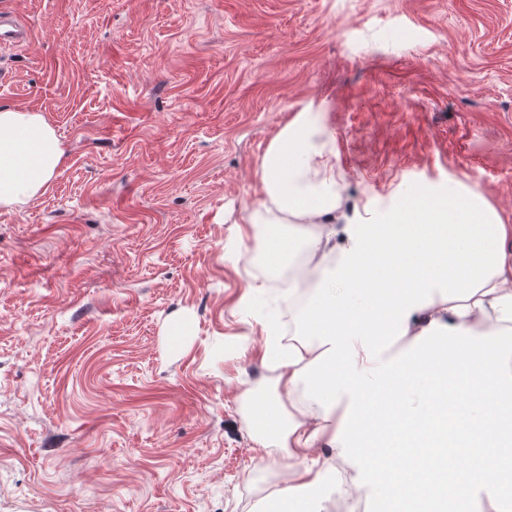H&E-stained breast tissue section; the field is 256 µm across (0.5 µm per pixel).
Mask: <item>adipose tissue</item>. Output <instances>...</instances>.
I'll return each instance as SVG.
<instances>
[{
	"mask_svg": "<svg viewBox=\"0 0 512 512\" xmlns=\"http://www.w3.org/2000/svg\"><path fill=\"white\" fill-rule=\"evenodd\" d=\"M323 104H308L267 148L262 190L284 217L327 226L310 242L317 261L336 251V165L316 144ZM59 139L42 114L0 106V207L30 202L54 176ZM344 260L303 309L307 341L282 345L263 320L266 362L292 399L256 401L267 431L287 419L289 457L300 466L270 512H316L303 486L318 482L309 454L355 456L377 492V512H448L469 502L464 477H512V225L484 195L457 184L414 189L380 224L349 232ZM404 343L386 354L388 337ZM310 374L297 396L301 371ZM351 401L338 412L336 395Z\"/></svg>",
	"mask_w": 512,
	"mask_h": 512,
	"instance_id": "adipose-tissue-1",
	"label": "adipose tissue"
}]
</instances>
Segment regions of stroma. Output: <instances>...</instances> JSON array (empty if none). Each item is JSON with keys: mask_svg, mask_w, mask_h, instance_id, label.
I'll return each mask as SVG.
<instances>
[{"mask_svg": "<svg viewBox=\"0 0 512 512\" xmlns=\"http://www.w3.org/2000/svg\"><path fill=\"white\" fill-rule=\"evenodd\" d=\"M32 36L0 105L64 155L0 208V512H252L282 470L251 406L277 398L262 319L306 327L251 216L309 102L346 231L461 182L512 224V0H0ZM309 493L345 512L362 474Z\"/></svg>", "mask_w": 512, "mask_h": 512, "instance_id": "1", "label": "stroma"}]
</instances>
